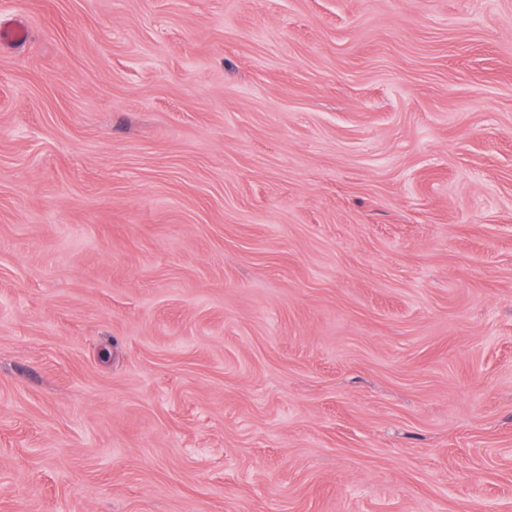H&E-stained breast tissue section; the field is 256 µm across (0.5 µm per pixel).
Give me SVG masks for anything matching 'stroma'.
<instances>
[{
  "label": "stroma",
  "mask_w": 512,
  "mask_h": 512,
  "mask_svg": "<svg viewBox=\"0 0 512 512\" xmlns=\"http://www.w3.org/2000/svg\"><path fill=\"white\" fill-rule=\"evenodd\" d=\"M0 512H512V0H0Z\"/></svg>",
  "instance_id": "1"
}]
</instances>
